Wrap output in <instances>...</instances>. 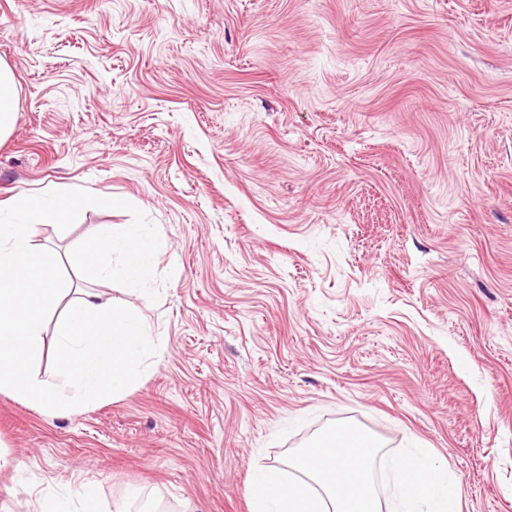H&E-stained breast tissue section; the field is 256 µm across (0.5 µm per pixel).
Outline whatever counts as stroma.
<instances>
[{
  "mask_svg": "<svg viewBox=\"0 0 512 512\" xmlns=\"http://www.w3.org/2000/svg\"><path fill=\"white\" fill-rule=\"evenodd\" d=\"M0 60V202L83 188L170 244L158 301L87 283L161 338L147 373L64 417L0 392V512H250L337 421L512 512V0H0ZM131 221L30 236L71 276ZM17 91L11 68L0 61V142L8 138L16 121ZM76 497L81 505L80 509L75 506L72 497L63 496L47 501L42 512H95L91 509V503L95 497L91 486H81Z\"/></svg>",
  "mask_w": 512,
  "mask_h": 512,
  "instance_id": "obj_1",
  "label": "stroma"
}]
</instances>
